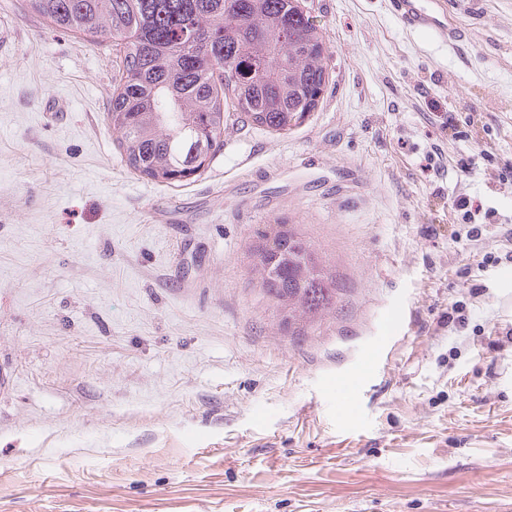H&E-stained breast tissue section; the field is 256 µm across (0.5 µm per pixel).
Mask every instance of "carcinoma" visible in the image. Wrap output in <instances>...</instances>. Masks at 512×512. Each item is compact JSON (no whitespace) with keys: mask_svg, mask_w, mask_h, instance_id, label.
Returning <instances> with one entry per match:
<instances>
[{"mask_svg":"<svg viewBox=\"0 0 512 512\" xmlns=\"http://www.w3.org/2000/svg\"><path fill=\"white\" fill-rule=\"evenodd\" d=\"M51 31L123 48L108 118L126 167L156 182L207 169L231 104L286 133L318 108L329 46L298 0H26ZM252 272L288 326L336 306L333 276L283 224L250 247Z\"/></svg>","mask_w":512,"mask_h":512,"instance_id":"carcinoma-1","label":"carcinoma"}]
</instances>
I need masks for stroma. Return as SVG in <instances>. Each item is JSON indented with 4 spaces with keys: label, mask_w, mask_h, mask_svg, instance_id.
Segmentation results:
<instances>
[{
    "label": "stroma",
    "mask_w": 512,
    "mask_h": 512,
    "mask_svg": "<svg viewBox=\"0 0 512 512\" xmlns=\"http://www.w3.org/2000/svg\"><path fill=\"white\" fill-rule=\"evenodd\" d=\"M302 5L317 111L167 184L121 160L118 46L0 0V512H512V0H450L454 47ZM271 224L336 280L300 336ZM284 224L261 233L250 247L251 270L291 330L317 323L336 306L333 276L310 244Z\"/></svg>",
    "instance_id": "35a3bbf8"
}]
</instances>
